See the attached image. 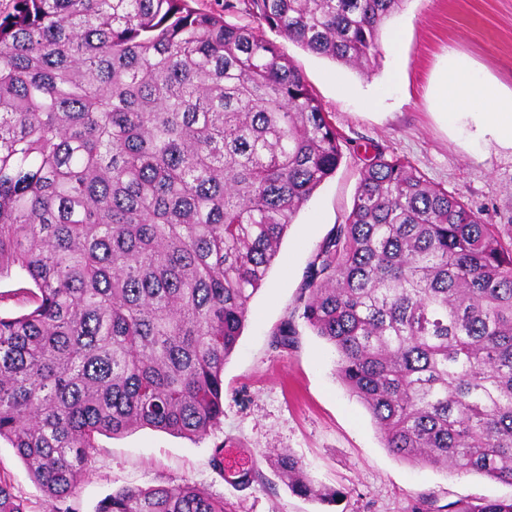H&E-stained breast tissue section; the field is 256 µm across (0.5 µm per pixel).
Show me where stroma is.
<instances>
[{"mask_svg": "<svg viewBox=\"0 0 512 512\" xmlns=\"http://www.w3.org/2000/svg\"><path fill=\"white\" fill-rule=\"evenodd\" d=\"M384 29L399 30L398 51L382 52L368 76L268 32L343 135L342 163L300 210L254 297L224 366L219 426L198 443L149 428L98 436L88 470L65 502L71 512H96L102 499L125 488L185 482L223 500L226 512H455L466 500L512 495L511 486L486 477L415 468L392 455L368 411L336 377L333 349L300 316L305 272L322 241L345 221L366 146L410 161L486 223L512 227V151L471 144L437 117L432 101L435 77L452 53L512 91V0H406ZM379 86L386 97L375 106L370 99ZM287 320L295 325L294 341L275 345L273 334ZM219 446L255 466L249 485L213 468ZM270 451L300 458L316 484L340 491L339 501L292 493L262 464ZM0 470L30 512H47L42 490L4 440Z\"/></svg>", "mask_w": 512, "mask_h": 512, "instance_id": "35a3bbf8", "label": "stroma"}]
</instances>
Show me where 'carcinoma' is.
Instances as JSON below:
<instances>
[{
  "label": "carcinoma",
  "instance_id": "obj_1",
  "mask_svg": "<svg viewBox=\"0 0 512 512\" xmlns=\"http://www.w3.org/2000/svg\"><path fill=\"white\" fill-rule=\"evenodd\" d=\"M405 0H224L367 74ZM343 136L259 29L190 0H11L0 13V278L32 308L0 314V440L50 512L96 436L205 439L224 364ZM301 316L384 447L412 466L512 485V232L375 149L345 222L306 271ZM264 463L334 501L301 460ZM0 512H29L0 474ZM97 512H225L184 483ZM456 512H512V498Z\"/></svg>",
  "mask_w": 512,
  "mask_h": 512
}]
</instances>
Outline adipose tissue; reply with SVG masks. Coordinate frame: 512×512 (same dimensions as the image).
<instances>
[{
    "label": "adipose tissue",
    "instance_id": "obj_1",
    "mask_svg": "<svg viewBox=\"0 0 512 512\" xmlns=\"http://www.w3.org/2000/svg\"><path fill=\"white\" fill-rule=\"evenodd\" d=\"M435 105L441 117L462 128L470 140L512 150V92H500L453 60L436 80Z\"/></svg>",
    "mask_w": 512,
    "mask_h": 512
}]
</instances>
